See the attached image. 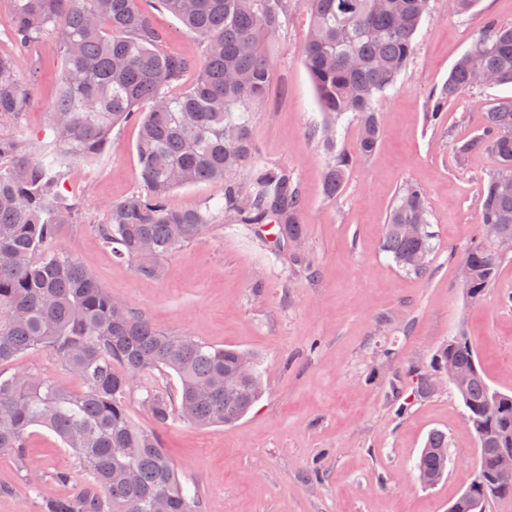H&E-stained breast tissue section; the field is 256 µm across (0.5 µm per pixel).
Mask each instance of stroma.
I'll use <instances>...</instances> for the list:
<instances>
[{
    "instance_id": "obj_1",
    "label": "stroma",
    "mask_w": 512,
    "mask_h": 512,
    "mask_svg": "<svg viewBox=\"0 0 512 512\" xmlns=\"http://www.w3.org/2000/svg\"><path fill=\"white\" fill-rule=\"evenodd\" d=\"M165 32L167 51L194 59L200 38L158 0H139ZM512 25V0H479L452 15L448 0H431L416 49L381 102L384 132L369 158L356 152L357 124H344L337 148L351 161L341 194L325 198L327 157L313 138L323 114L301 58L310 23L306 0H288L279 33L267 46L272 64L264 100L252 109L256 163L285 166L299 180L306 208L298 250L309 269L272 254L244 231L219 226L162 258L163 274H138L103 246L95 226L109 204L139 189L137 122L114 129L105 154L77 164L63 191L80 210L57 238L114 298L164 330L187 332L218 346L256 353L265 390L229 427L170 422L165 448L202 512H448L476 472L477 441L448 386L418 397L419 375H434L433 358L466 330L491 386L512 392V252L498 280L469 299L461 267L478 235L482 192L495 170L481 150L458 155L457 143L482 134L487 110L512 97L511 85H484L448 102L439 125L426 123L428 95L448 78L487 19ZM60 55L55 37L33 52L31 103L19 127L49 139L48 106ZM427 192L434 250L425 275L404 273L382 245L386 215L404 182ZM262 288H255V281ZM68 389L78 380L48 351H29L1 366ZM448 436V470L431 486L415 465L428 434ZM57 471L85 482L70 449L51 432L29 431L24 468L0 452V512H41L33 480Z\"/></svg>"
}]
</instances>
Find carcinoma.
I'll use <instances>...</instances> for the list:
<instances>
[{
	"instance_id": "cac0c4a2",
	"label": "carcinoma",
	"mask_w": 512,
	"mask_h": 512,
	"mask_svg": "<svg viewBox=\"0 0 512 512\" xmlns=\"http://www.w3.org/2000/svg\"><path fill=\"white\" fill-rule=\"evenodd\" d=\"M15 52L0 54V366L33 349L53 354L82 390L18 371L0 375V451L25 460L34 426L53 432L77 456L90 481L77 492L69 472L38 487L42 512H151L157 500L169 512H201L198 492L182 481L157 429L178 418L197 426L236 424L262 395L244 393L237 373L243 351L210 344L188 333L156 327L127 303L112 298L71 254L55 247L73 221L76 199L61 187L78 162L105 151L112 130L136 120L142 189L108 206L96 225L102 243L135 263L137 273L158 277V260L216 224L241 226L291 262L310 264L297 251L305 208L300 184L286 167L254 163L250 106L266 95L271 62L265 42L281 28L286 0H159L201 39L197 59L168 54L165 36L136 0H10ZM310 26L303 64L324 123L316 136L328 161L323 190H343L349 157L336 150L335 131L348 114L358 123V154L371 156L381 141L379 102L393 88L415 51V35L430 0H307ZM48 35L57 39L61 66L49 107L51 139L5 134L30 104L22 65ZM440 89L429 94V123L442 109L479 86L480 76L512 84V26L485 24ZM194 82L171 90L185 75ZM148 104L146 112L139 111ZM483 150L497 168L483 190L479 223L499 224L512 238V99L486 112L483 133L456 146L458 155ZM249 168L246 184L233 178ZM209 182L221 187L216 203L180 209L168 203L176 188ZM420 224V235L404 225ZM427 193L414 183L397 193L387 215L383 250L404 271H427L431 251ZM500 256L473 243L463 261V286L477 300L494 286ZM451 360L462 378L453 385L476 420L478 466L489 476L471 501L512 496V475L496 476L495 449L512 448V393L493 389L465 333L445 345L436 361ZM174 373L179 396L144 384L154 371ZM145 392L155 428L132 421L127 396ZM496 395L499 412L480 417ZM448 467V436L432 431L422 448L418 479L432 485Z\"/></svg>"
}]
</instances>
